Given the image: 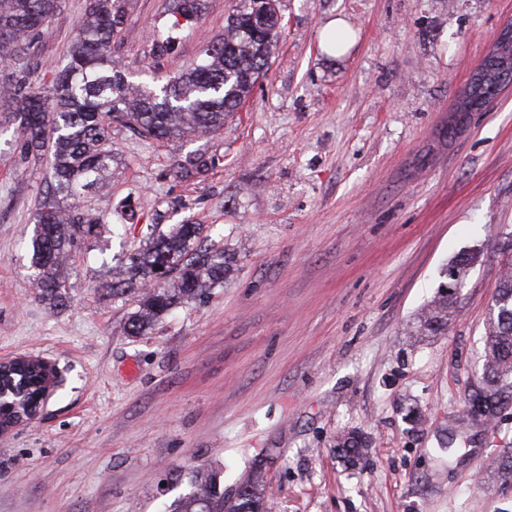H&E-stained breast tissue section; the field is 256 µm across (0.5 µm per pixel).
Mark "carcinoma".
Segmentation results:
<instances>
[{"label": "carcinoma", "instance_id": "1", "mask_svg": "<svg viewBox=\"0 0 512 512\" xmlns=\"http://www.w3.org/2000/svg\"><path fill=\"white\" fill-rule=\"evenodd\" d=\"M207 7L206 0H169L167 34L153 41L151 56L169 52L174 34L194 25ZM129 0H87L65 63L49 84L38 80L40 62L31 49L61 11V0H0V61H6L12 79L0 86V103L16 123L25 156H42L51 143L53 181L42 193L31 241L33 280L51 308L67 304L62 272L80 235L101 232L100 217L90 213L87 196L98 189L112 166L110 129L116 122L151 140L180 139L224 127V120L250 96L257 79L270 65L282 28L276 0H237L224 36L207 44L199 60L164 83L151 85L128 80L125 66L112 45L128 18ZM262 16V28L251 24ZM485 79L470 84V103L497 90L496 65L484 66ZM203 225L175 224L154 235L129 256L127 266L112 282L117 296L139 288L138 308L126 326L140 336L172 307L204 296L224 282L233 256L222 248L203 244ZM476 252L458 254L439 271L434 299L424 313V328L438 334L448 329V308L454 302L453 278L465 277ZM489 308L483 348V368L489 391L487 409L497 411V387L512 382V273L503 276ZM28 395L39 391L40 373L16 369L5 374L6 394L0 408L23 410L17 396L23 382ZM367 440L361 432L337 438L341 457L359 459ZM191 490L175 500L169 512H264L262 474L255 471L230 499L224 496L217 474L197 473Z\"/></svg>", "mask_w": 512, "mask_h": 512}]
</instances>
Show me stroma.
<instances>
[{"mask_svg": "<svg viewBox=\"0 0 512 512\" xmlns=\"http://www.w3.org/2000/svg\"><path fill=\"white\" fill-rule=\"evenodd\" d=\"M85 5L64 0L38 42L46 78ZM235 5L207 0L155 61L164 0H131L117 53L131 77L149 65L168 78ZM278 8L269 70L222 129L155 141L113 127L88 202L106 230L74 248L60 310L31 283L51 161L22 159L0 111V361L38 356L60 375L37 417L0 435V512H164L196 471L219 470L231 497L256 465L267 512H512V388L494 420L462 421L512 261V91L448 128L512 0ZM337 17L353 45L334 56L321 34ZM190 156L208 170L176 176ZM186 221L234 253L227 277L127 335L136 295L107 285L151 225ZM480 244L445 334L411 344L441 266ZM351 428L369 440L353 467L334 448Z\"/></svg>", "mask_w": 512, "mask_h": 512, "instance_id": "stroma-1", "label": "stroma"}]
</instances>
